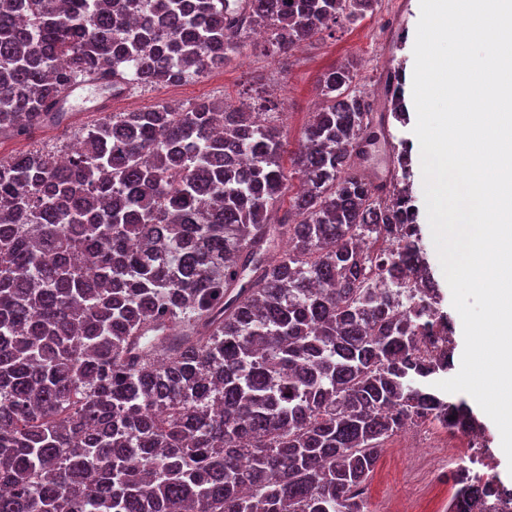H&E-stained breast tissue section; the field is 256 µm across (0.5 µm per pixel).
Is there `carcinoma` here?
<instances>
[{
	"label": "carcinoma",
	"instance_id": "cac0c4a2",
	"mask_svg": "<svg viewBox=\"0 0 512 512\" xmlns=\"http://www.w3.org/2000/svg\"><path fill=\"white\" fill-rule=\"evenodd\" d=\"M379 3L0 0V135L58 123L80 82L192 81L258 27L290 54ZM353 80L323 74L287 168L259 95L113 112L61 165L0 159V512H368L406 424L483 428L433 386L455 347L419 359L395 303L429 314L398 270L426 258L407 173L383 189L356 166L372 100ZM493 488L459 477L448 512Z\"/></svg>",
	"mask_w": 512,
	"mask_h": 512
}]
</instances>
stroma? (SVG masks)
<instances>
[{
	"label": "stroma",
	"mask_w": 512,
	"mask_h": 512,
	"mask_svg": "<svg viewBox=\"0 0 512 512\" xmlns=\"http://www.w3.org/2000/svg\"><path fill=\"white\" fill-rule=\"evenodd\" d=\"M392 21L391 0H382L377 11L363 21L336 31L333 36L302 45L291 56L266 53L262 46H248L224 68L206 77L182 84H165L136 89L118 102L117 111L136 112L152 108L159 103L173 106L189 105L201 99H221L239 105L247 88L257 87L275 104L279 125L283 131V151L292 155L297 149L303 129L320 102V79L333 66L350 61L355 65L354 85L358 90L379 99L382 85L381 71L388 60L376 45L379 34ZM406 125L391 123L395 141L410 145L414 191L420 212L418 222L422 228L423 244L435 284L441 297L440 308L454 325L456 342H463L462 321L452 305L450 288L442 272L431 231L424 212L423 179L420 146L413 128L415 110H408ZM87 115L77 116L72 127L39 131L32 136L0 141V157L32 148H62L73 140L74 130L90 125ZM484 445L488 457L487 477L498 487L512 490V465L508 464L501 449V435L491 419H484ZM432 430L429 426H410L386 443L376 467L367 482L365 495L372 512H445L454 494L451 484L435 473L433 451L429 447Z\"/></svg>",
	"instance_id": "obj_1"
}]
</instances>
